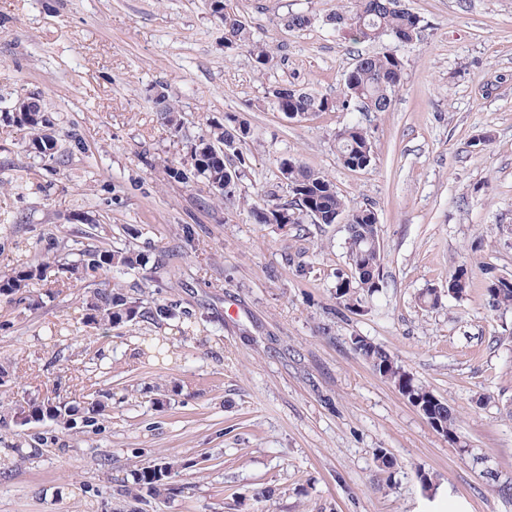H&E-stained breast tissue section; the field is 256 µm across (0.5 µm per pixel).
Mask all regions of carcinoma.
Instances as JSON below:
<instances>
[{
  "label": "carcinoma",
  "instance_id": "cac0c4a2",
  "mask_svg": "<svg viewBox=\"0 0 512 512\" xmlns=\"http://www.w3.org/2000/svg\"><path fill=\"white\" fill-rule=\"evenodd\" d=\"M339 21H349L357 41H375L384 36L408 40L416 38L420 32L421 19L416 14L393 4L389 0H355L353 13L349 18L336 15ZM224 23V48L247 49L255 63L261 67H272L276 56L268 44L254 39L253 33L241 17L230 10L221 14ZM404 72V63L397 55L383 53L369 55L357 60L344 78V99L337 103L313 91L291 90L282 84L270 91L278 111L287 114L302 112H326L339 106L348 107L357 103L367 112H386L392 103V94L399 88ZM153 102L162 112L172 137H179V100L161 85L151 89ZM14 125L24 128L31 135V146L39 154H54L55 140L52 135L43 133L40 121L31 119L14 121ZM251 134L250 124L236 117L225 118L224 125L210 127L199 137L190 149V158L172 161L165 166L169 179L178 183H188L195 178L206 179L220 195H233L237 192V174L227 168L224 156L228 151H236ZM336 152L341 163L351 169H364L374 158L372 136L369 131L357 124L345 126L336 132ZM288 166L281 174L288 180L291 200L284 205L268 209L250 208L255 220L261 224H301L311 216L320 224H335L346 220V249L350 275L336 280V300L346 308L357 301L356 289L375 292L380 285V268L383 261L381 243L373 244L368 237L379 234L374 224L377 214L372 206L352 207L336 190L333 182L322 172L311 169L296 159L290 158L280 163ZM58 245L46 244L34 259L12 274L0 277V295H14L26 287L34 278L55 277L72 283H93L96 279L111 273L133 270L148 263V258L127 250H115L110 246H94L77 249L78 259L64 262L58 259ZM470 287L467 266L462 265L448 281V293L463 296ZM488 304L493 311L512 308V277H493L486 288ZM82 308L87 324L112 326L129 322L161 323L177 316L173 306L155 304L145 306L117 289L93 288L82 296ZM354 350L383 379L394 385L420 411L429 415L432 427L439 433L453 438L457 431V417L444 399H440L398 363L382 346L354 339ZM11 418L19 423L48 418L63 428H71L75 409L49 399L43 403L35 400H19L11 407ZM184 463L177 460H162L134 473L133 483L124 486L120 492L140 501L148 495L152 498H167L181 492V488L171 483L172 471ZM495 491L504 499H512V481L500 480L496 470L487 474Z\"/></svg>",
  "mask_w": 512,
  "mask_h": 512
}]
</instances>
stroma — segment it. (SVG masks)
I'll return each instance as SVG.
<instances>
[{"label":"stroma","mask_w":512,"mask_h":512,"mask_svg":"<svg viewBox=\"0 0 512 512\" xmlns=\"http://www.w3.org/2000/svg\"><path fill=\"white\" fill-rule=\"evenodd\" d=\"M226 3L275 67L225 49L209 0H0V275L50 241L108 243L150 261L103 287L179 313L106 329L85 325L77 289L60 283L0 296V412L28 396H112L88 427L0 426V512H132L116 484L169 456L188 463L174 478L185 491L143 512H426L440 494L512 512L480 465L512 480V309L485 299L492 277L512 275V0H401L422 21L409 43L354 41L335 20L352 0ZM292 14L309 25L288 29ZM382 52L404 62L389 111L291 120L269 96L287 83L342 98L357 59ZM159 83L179 100V137L149 98ZM30 93L66 164L5 120ZM232 115L253 129L225 159L238 196L169 180L164 160L187 158ZM355 123L373 141L363 170L334 147ZM289 157L377 213L381 287L358 291L353 309L335 296L343 225L260 224L243 208L288 201ZM464 264L471 287L449 295ZM426 288L436 307L418 303ZM357 337L448 401L456 439L356 354ZM17 442L37 458L18 457ZM381 449L391 468L378 467Z\"/></svg>","instance_id":"stroma-1"}]
</instances>
